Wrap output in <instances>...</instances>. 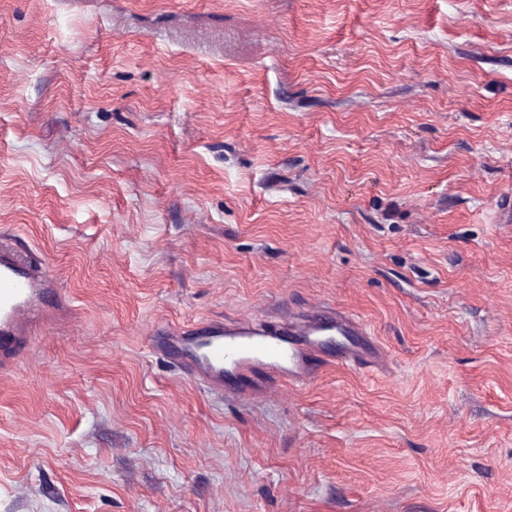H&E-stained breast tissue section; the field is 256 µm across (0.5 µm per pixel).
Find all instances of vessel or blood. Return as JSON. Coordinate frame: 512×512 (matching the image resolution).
Listing matches in <instances>:
<instances>
[{
    "mask_svg": "<svg viewBox=\"0 0 512 512\" xmlns=\"http://www.w3.org/2000/svg\"><path fill=\"white\" fill-rule=\"evenodd\" d=\"M68 308L59 278L35 258L0 244V373L12 371L28 354L36 326ZM335 331V312L313 304L276 323L249 317L230 325L212 320L184 330L160 326L149 342L186 376L220 392L225 373L246 377L259 364L289 382L308 381L309 356L319 337Z\"/></svg>",
    "mask_w": 512,
    "mask_h": 512,
    "instance_id": "obj_1",
    "label": "vessel or blood"
}]
</instances>
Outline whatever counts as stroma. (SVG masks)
<instances>
[{
  "label": "stroma",
  "instance_id": "1",
  "mask_svg": "<svg viewBox=\"0 0 512 512\" xmlns=\"http://www.w3.org/2000/svg\"><path fill=\"white\" fill-rule=\"evenodd\" d=\"M508 196L512 0H0V242L72 311L0 377V512H512ZM315 302L381 364L149 346Z\"/></svg>",
  "mask_w": 512,
  "mask_h": 512
}]
</instances>
